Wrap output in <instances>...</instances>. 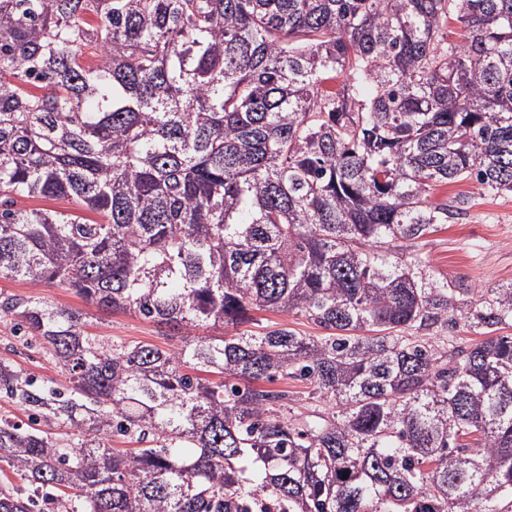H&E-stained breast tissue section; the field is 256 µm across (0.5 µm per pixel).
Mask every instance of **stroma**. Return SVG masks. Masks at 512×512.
I'll return each mask as SVG.
<instances>
[{"mask_svg": "<svg viewBox=\"0 0 512 512\" xmlns=\"http://www.w3.org/2000/svg\"><path fill=\"white\" fill-rule=\"evenodd\" d=\"M455 198L466 201L464 216L428 235L423 247L437 276L477 288L512 282V195L484 194L472 182L464 181L438 187L432 196L436 202ZM37 291L56 304L82 311L88 331L111 341L146 342L171 349L185 342L182 336L165 335L163 328L149 320L87 304L72 291L48 286ZM12 334L10 320L1 319L0 357L36 376L59 379V369L50 355L6 349Z\"/></svg>", "mask_w": 512, "mask_h": 512, "instance_id": "stroma-1", "label": "stroma"}]
</instances>
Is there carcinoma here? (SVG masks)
I'll return each instance as SVG.
<instances>
[{
	"mask_svg": "<svg viewBox=\"0 0 512 512\" xmlns=\"http://www.w3.org/2000/svg\"><path fill=\"white\" fill-rule=\"evenodd\" d=\"M466 180L512 194V0H0V278L325 331L126 345L0 293L62 376L0 359V512H512V282L419 245ZM253 316L258 320L256 323L262 326L268 325L292 328L306 334V336H322V334L325 333V331L311 323H308L301 317L286 316L281 313L264 311L254 313ZM266 387L276 390H288V393L293 395L297 400L296 405H294L295 411H306V409H313L315 406V402L309 399V391L310 389L302 382L294 380V379H281L274 384H265ZM306 409H303V408Z\"/></svg>",
	"mask_w": 512,
	"mask_h": 512,
	"instance_id": "obj_1",
	"label": "carcinoma"
}]
</instances>
